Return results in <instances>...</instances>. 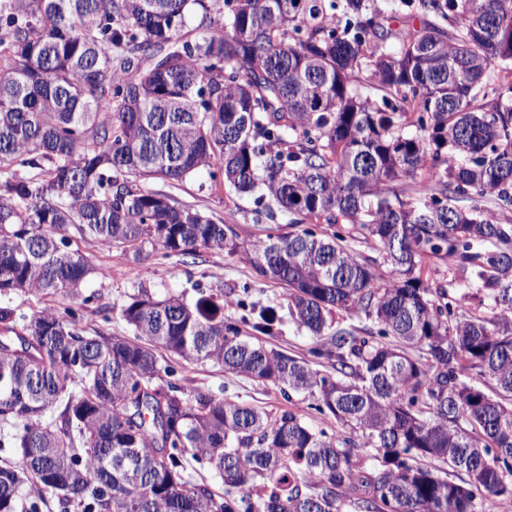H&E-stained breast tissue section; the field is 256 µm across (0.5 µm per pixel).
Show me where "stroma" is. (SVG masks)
Here are the masks:
<instances>
[{
  "label": "stroma",
  "instance_id": "1",
  "mask_svg": "<svg viewBox=\"0 0 512 512\" xmlns=\"http://www.w3.org/2000/svg\"><path fill=\"white\" fill-rule=\"evenodd\" d=\"M151 189L169 194L179 205H188L202 213L238 225L244 237L262 238L288 224L284 213L275 218L256 221L254 201L237 196L223 182L218 167L204 168L177 186L154 181ZM80 250L96 265L105 269L102 277L92 278L82 289L81 296L72 302L61 297L35 294L12 295L10 303L18 314L31 315L45 306L57 309L72 307L78 315L77 328L86 336L104 331L115 336L132 337L133 331L120 315V308L129 294L138 286H146L157 296L167 293L183 295L187 302H195L201 294L220 289L224 292V313L240 317L248 303L287 306L288 298L282 288L262 280L244 259L230 257L220 250L205 249L196 259L180 256H162L154 253L141 263L116 249H106L94 242H83ZM176 378H188L196 385L211 389L225 398L243 402L259 409L276 412L291 409L314 425L335 433L334 421L312 409L309 400L296 395L285 399L278 388L263 385L244 376L225 374L222 367L212 363H188L175 358L171 361Z\"/></svg>",
  "mask_w": 512,
  "mask_h": 512
}]
</instances>
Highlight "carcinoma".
Returning <instances> with one entry per match:
<instances>
[{
  "mask_svg": "<svg viewBox=\"0 0 512 512\" xmlns=\"http://www.w3.org/2000/svg\"><path fill=\"white\" fill-rule=\"evenodd\" d=\"M404 5L448 28L388 50L368 0H0V297L76 298L102 273L78 240L136 263L222 250L288 289L330 368L257 339L280 330L273 306L224 316L221 290L190 304L139 288L120 309L132 339L84 336L51 306L18 332L0 305V512L512 504V226L482 206L512 210V0ZM213 165L256 222L276 206L294 230L247 239L141 185ZM433 259L493 316L467 293L431 299ZM350 312L381 340L341 326ZM160 349L302 394L339 432L182 385ZM191 460L225 494L192 482Z\"/></svg>",
  "mask_w": 512,
  "mask_h": 512,
  "instance_id": "obj_1",
  "label": "carcinoma"
}]
</instances>
